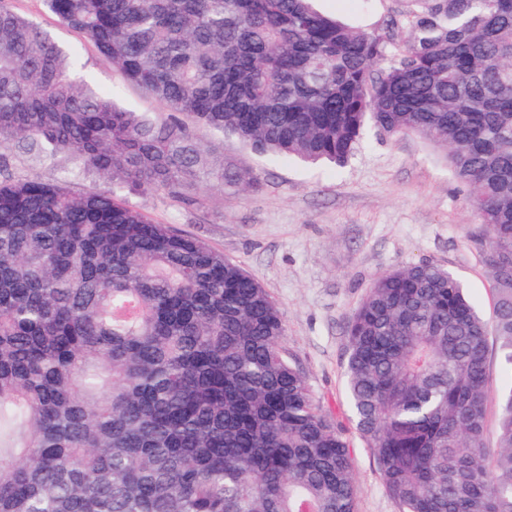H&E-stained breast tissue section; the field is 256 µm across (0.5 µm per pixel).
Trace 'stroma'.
Segmentation results:
<instances>
[{"mask_svg":"<svg viewBox=\"0 0 512 512\" xmlns=\"http://www.w3.org/2000/svg\"><path fill=\"white\" fill-rule=\"evenodd\" d=\"M32 20L59 45L77 49L95 87L124 109L160 115L161 105L128 83L121 70L43 0H0ZM320 12L366 29L381 28L396 0H314ZM210 162L255 172L249 186L201 184L195 201L130 196L163 224L198 236L250 272L283 313L284 345L320 410L343 432L353 460L356 512H401L385 491L374 455L356 430L346 392L347 324L374 279L394 268L430 261L454 272L484 319L495 303L493 281L473 242L478 225L441 153L414 134L368 131L343 167L305 168L272 161L205 128ZM66 156L42 161L0 152V173L54 181L70 176Z\"/></svg>","mask_w":512,"mask_h":512,"instance_id":"obj_1","label":"stroma"}]
</instances>
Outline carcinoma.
I'll use <instances>...</instances> for the list:
<instances>
[{
	"mask_svg": "<svg viewBox=\"0 0 512 512\" xmlns=\"http://www.w3.org/2000/svg\"><path fill=\"white\" fill-rule=\"evenodd\" d=\"M311 2L44 0L156 119L0 4V149L67 153L105 184L0 179V512H355L278 304L127 200L196 184L198 126L310 165L346 164L369 127L445 149L496 295V447L488 324L436 263L374 280L347 393L403 512H512V0H411L372 31ZM490 351L491 358L488 377V391L490 399L487 406V443L489 446H494L495 429L497 423V404L495 397L500 388L502 378L497 351V343L492 331L490 332Z\"/></svg>",
	"mask_w": 512,
	"mask_h": 512,
	"instance_id": "1",
	"label": "carcinoma"
}]
</instances>
